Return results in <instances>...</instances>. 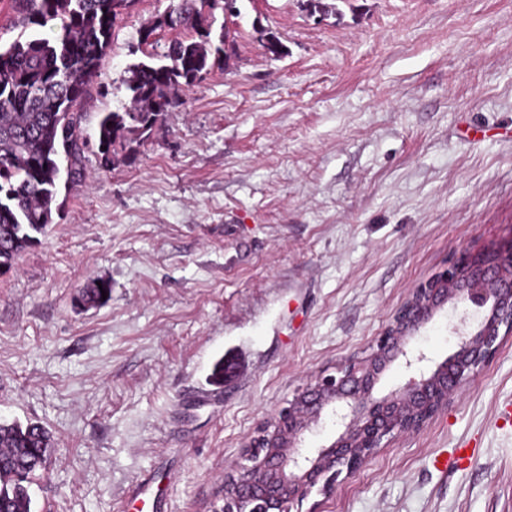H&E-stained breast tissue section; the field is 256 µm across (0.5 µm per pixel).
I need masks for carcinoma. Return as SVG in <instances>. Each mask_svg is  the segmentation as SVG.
I'll return each mask as SVG.
<instances>
[{
  "label": "carcinoma",
  "mask_w": 512,
  "mask_h": 512,
  "mask_svg": "<svg viewBox=\"0 0 512 512\" xmlns=\"http://www.w3.org/2000/svg\"><path fill=\"white\" fill-rule=\"evenodd\" d=\"M135 2L11 0L20 32L0 49V275L41 243L63 206L60 186L85 180L88 149L96 147L103 168L136 165L183 93L230 60L228 19L241 14L239 0H170L136 29L130 48L142 58L124 80L129 103L99 113L95 140L84 137L76 107L104 65L117 19ZM104 291H112L108 280H91L78 305L101 306ZM56 451L40 423L0 421V512H32L30 484Z\"/></svg>",
  "instance_id": "1"
}]
</instances>
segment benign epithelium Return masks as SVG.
Segmentation results:
<instances>
[{"label":"benign epithelium","mask_w":512,"mask_h":512,"mask_svg":"<svg viewBox=\"0 0 512 512\" xmlns=\"http://www.w3.org/2000/svg\"><path fill=\"white\" fill-rule=\"evenodd\" d=\"M447 304L479 313L454 328L457 350L440 363L409 345ZM512 335V248L466 250L419 282L362 358L316 374L245 445L241 460L224 472L225 512H291L313 490L329 494L340 475L357 470L382 443L421 430L448 398L488 364ZM410 372L399 390L378 398L374 388L397 359ZM342 426L328 445L302 450L305 435L322 419Z\"/></svg>","instance_id":"1"}]
</instances>
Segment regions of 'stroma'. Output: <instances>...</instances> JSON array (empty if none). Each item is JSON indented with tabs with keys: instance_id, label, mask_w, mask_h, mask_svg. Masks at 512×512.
<instances>
[{
	"instance_id": "stroma-1",
	"label": "stroma",
	"mask_w": 512,
	"mask_h": 512,
	"mask_svg": "<svg viewBox=\"0 0 512 512\" xmlns=\"http://www.w3.org/2000/svg\"><path fill=\"white\" fill-rule=\"evenodd\" d=\"M244 0L235 54L187 91L136 166L61 190L0 275V418L57 454L34 512H213L245 441L320 370L369 353L447 258L512 246V0ZM120 17L86 97L120 109L139 25ZM279 33L287 51L261 42ZM110 281L97 308L74 297ZM443 308L410 347L440 361ZM232 357L238 373L213 377ZM512 335L418 432L298 512H512ZM152 477L155 504L131 490Z\"/></svg>"
}]
</instances>
